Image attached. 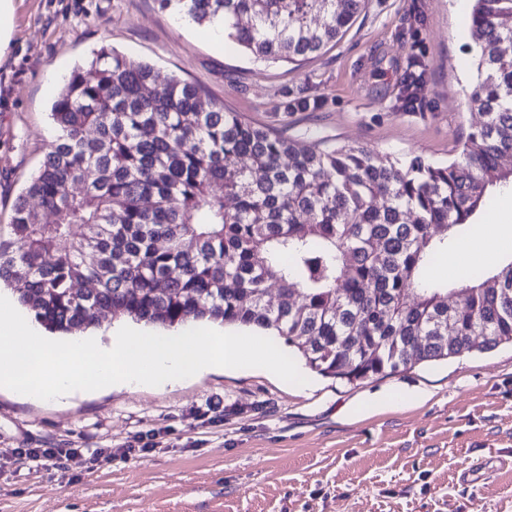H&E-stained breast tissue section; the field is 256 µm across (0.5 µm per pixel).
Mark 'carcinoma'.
<instances>
[{
  "mask_svg": "<svg viewBox=\"0 0 512 512\" xmlns=\"http://www.w3.org/2000/svg\"><path fill=\"white\" fill-rule=\"evenodd\" d=\"M160 4L198 24L223 19L256 59L293 62L336 41L365 0ZM467 27L483 121L450 162L288 139L101 49L65 79L56 135L0 224V286L51 333H83L105 310L164 328L254 326L346 383L468 352L475 336L484 351L512 342V260L470 268L454 288L430 275L494 194L512 191L501 165L512 156V0H475Z\"/></svg>",
  "mask_w": 512,
  "mask_h": 512,
  "instance_id": "1",
  "label": "carcinoma"
}]
</instances>
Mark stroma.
<instances>
[{
  "label": "stroma",
  "mask_w": 512,
  "mask_h": 512,
  "mask_svg": "<svg viewBox=\"0 0 512 512\" xmlns=\"http://www.w3.org/2000/svg\"><path fill=\"white\" fill-rule=\"evenodd\" d=\"M472 5L366 0L336 42L287 64L210 42L159 0H15L0 60V224L55 134L64 78L104 46L287 138L454 158L482 120L468 103ZM306 377L299 391L246 368L61 404L1 390L0 512H512V345L354 384ZM386 391L393 404L376 405Z\"/></svg>",
  "instance_id": "1"
}]
</instances>
